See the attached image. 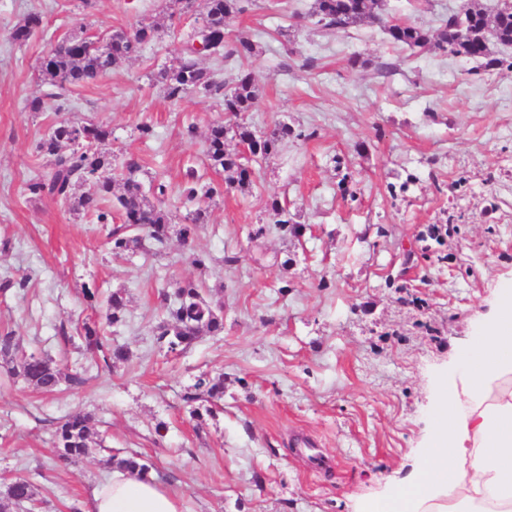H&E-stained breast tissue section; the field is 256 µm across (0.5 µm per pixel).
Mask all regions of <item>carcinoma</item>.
Returning <instances> with one entry per match:
<instances>
[{
  "instance_id": "obj_1",
  "label": "carcinoma",
  "mask_w": 512,
  "mask_h": 512,
  "mask_svg": "<svg viewBox=\"0 0 512 512\" xmlns=\"http://www.w3.org/2000/svg\"><path fill=\"white\" fill-rule=\"evenodd\" d=\"M471 15V23L461 27L454 16L444 20L439 29L431 32L411 24L390 23L384 19L381 0H315L312 16L316 24L325 28L347 30L363 23L383 26L390 39L412 49L436 48L443 52L456 50L470 58H486L491 54V46L512 47V13L496 9L493 14L478 3L465 5ZM245 11L242 0H204L202 17L206 21L205 32H197L199 41L209 44L207 54L216 59L236 57L250 58L255 51L254 43L247 37L228 40L225 36L226 19ZM42 18L30 15L24 24L12 32V39L25 42L40 29ZM157 35L153 26L142 25L135 30L133 40L124 33L112 34L110 45L105 52L88 46L79 50L65 47L51 51L44 58L42 71L50 77L58 92L50 94L56 101L55 110L64 107L63 91L70 85L90 84L98 80L111 67L137 55L143 44ZM194 46H186L177 66L164 69L154 76L170 99H182L194 90L207 94L224 96V111L236 118L252 111L258 99V90L250 73L241 70L230 87L217 80L213 73L199 65ZM73 124L61 121L52 128V133L37 141L36 152L51 157L52 169L43 177L30 181L26 190L34 196H50L60 200H72L77 211L96 216L100 224L108 223L109 212L105 204L116 197L122 211L124 224L112 229V252L121 254L150 248H163L169 238L171 228L170 212L165 207L169 185L162 179L152 180L148 196L142 184L132 177L139 169L136 162L128 163L131 176L123 179L119 195H114L115 180L112 177V160L105 154H94L90 150L64 147L71 144ZM233 135L240 143L247 145L254 161L264 160L276 153L281 143L294 135L286 125H278L266 137H258L241 126L232 127L222 122L214 123L206 137L205 156L210 165L224 172V186H214L200 181L192 169L185 173L178 187V195L187 202L218 197L224 188L245 187L252 181L253 171L247 158L239 151L226 148L228 135ZM78 185L89 186V191L75 197L73 190ZM268 223L280 234L288 235L296 231L289 216L288 208L273 200L267 205ZM207 223V210L199 207L192 214L190 223L182 225L179 235L187 241L193 236L199 224ZM125 298L118 289L109 296L105 312L107 323L119 325L123 321ZM216 335L224 331V317L221 306L207 302L199 291V284L183 281L175 284L172 294L166 297V317L156 326L157 342L166 344L171 352L184 350L199 336L201 330ZM82 339L86 350L100 352L103 359L122 360L126 352L121 347L111 349L103 341L101 327L96 322L82 324ZM0 357L11 364L13 374L23 378L30 386L43 392L58 388L62 379L73 384L81 382L77 375L62 376L59 369L46 358L26 354L7 332L0 336ZM195 389L212 400L206 412L213 413V406L224 396V378L202 375ZM91 418L82 413H74L57 427L55 445L58 456L67 461L77 462L95 451L90 432ZM8 496L14 503L31 501L34 498L32 484L18 480L9 485Z\"/></svg>"
}]
</instances>
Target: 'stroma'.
<instances>
[{"label": "stroma", "mask_w": 512, "mask_h": 512, "mask_svg": "<svg viewBox=\"0 0 512 512\" xmlns=\"http://www.w3.org/2000/svg\"><path fill=\"white\" fill-rule=\"evenodd\" d=\"M462 3L384 0L383 15L435 30ZM313 7L248 0L225 31L250 38L254 56L200 60L226 81L252 73L253 129L285 123L310 139L288 138L248 189L209 203L190 241L174 234L161 251L116 255V202L103 226L27 192L51 168L35 145L58 121L101 125L117 179L134 160L145 184L178 186L190 167L223 183L204 156L223 98L172 100L150 80L177 66L179 38L201 18L171 0H0V332L82 378L43 394L0 360V512H23L5 498L19 477L34 484L38 512H91L113 449L138 454L183 512H350L412 471L443 380L512 287V50L493 47V66L420 52L376 24L321 27ZM32 13L44 31L13 41ZM143 24L159 36L136 58L71 88L62 111H29L53 91L41 63L57 38ZM275 199L299 233L250 240ZM183 280L222 303L224 333L171 353L154 330L163 292ZM116 289L125 320L105 339L127 357L108 364L86 352L79 326L100 320ZM203 374L223 377L224 399L200 421L205 401L185 396ZM75 411L103 447L65 465L55 431ZM301 439L321 460L295 450Z\"/></svg>", "instance_id": "35a3bbf8"}]
</instances>
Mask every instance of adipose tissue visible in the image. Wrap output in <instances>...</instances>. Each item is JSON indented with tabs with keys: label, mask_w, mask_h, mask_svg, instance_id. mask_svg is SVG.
<instances>
[{
	"label": "adipose tissue",
	"mask_w": 512,
	"mask_h": 512,
	"mask_svg": "<svg viewBox=\"0 0 512 512\" xmlns=\"http://www.w3.org/2000/svg\"><path fill=\"white\" fill-rule=\"evenodd\" d=\"M432 423L420 468L368 512H512L511 289L449 376ZM92 512L182 510L153 476L118 468L94 487Z\"/></svg>",
	"instance_id": "obj_1"
}]
</instances>
